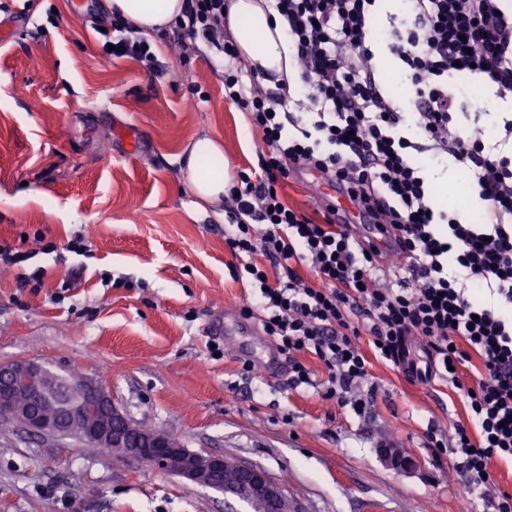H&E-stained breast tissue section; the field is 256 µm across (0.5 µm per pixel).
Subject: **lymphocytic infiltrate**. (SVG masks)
Masks as SVG:
<instances>
[{
	"mask_svg": "<svg viewBox=\"0 0 512 512\" xmlns=\"http://www.w3.org/2000/svg\"><path fill=\"white\" fill-rule=\"evenodd\" d=\"M185 2L175 49L212 46L228 57L224 97L268 147L258 171L239 172L224 196L225 243L246 255L242 269L260 292L243 315L262 311L292 385L310 383L300 357L314 355L327 374L325 398L358 414L373 404L356 393L370 377L360 338L397 366L408 338L422 341L428 376L447 381L468 411L451 439L429 431L435 459L460 455L471 489L491 486L492 461L512 459V156L487 147L484 129L459 126L469 98L458 76L471 70L499 95L512 93V0H400L379 31L377 0H269L294 49L302 94L295 101L286 83L271 91L234 73L241 58L224 27L227 0ZM112 29V57L160 70L133 23L117 16ZM380 42L410 79L396 97L382 88ZM418 138L423 162L411 154ZM447 157L476 184L481 225L435 208L426 169ZM303 171L346 196L357 223L318 224L286 205L277 186ZM386 243L401 272L394 288L378 284ZM303 266L314 282L300 276ZM471 285L494 304L473 302ZM474 357L480 366L464 381L459 370Z\"/></svg>",
	"mask_w": 512,
	"mask_h": 512,
	"instance_id": "lymphocytic-infiltrate-1",
	"label": "lymphocytic infiltrate"
}]
</instances>
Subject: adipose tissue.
Listing matches in <instances>:
<instances>
[{"label":"adipose tissue","mask_w":512,"mask_h":512,"mask_svg":"<svg viewBox=\"0 0 512 512\" xmlns=\"http://www.w3.org/2000/svg\"><path fill=\"white\" fill-rule=\"evenodd\" d=\"M110 6L132 21L142 35L152 37L181 18L185 2L110 0ZM226 27L242 61L265 73L264 87H272L274 78L281 75L289 84L297 83L285 27L266 0H231ZM182 173L197 198L209 204L221 203L233 182L222 142L209 135L195 139L184 158Z\"/></svg>","instance_id":"1"}]
</instances>
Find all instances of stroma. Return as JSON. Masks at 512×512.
Masks as SVG:
<instances>
[{
  "label": "stroma",
  "mask_w": 512,
  "mask_h": 512,
  "mask_svg": "<svg viewBox=\"0 0 512 512\" xmlns=\"http://www.w3.org/2000/svg\"><path fill=\"white\" fill-rule=\"evenodd\" d=\"M28 22L0 44V247L31 252L0 268V363L34 358L102 381L136 423L202 454L265 468L287 483L294 512H494L512 493V460L494 461L495 484L467 498L457 457L436 465L428 428L447 431L466 412L448 384L407 379L372 360L374 402L358 415L311 384L293 386L288 362L269 356L258 318L212 330L225 308L252 299L224 243L223 205L202 204L180 158L194 137L224 144L232 171H253L266 146L224 98L221 53L207 48L165 70L112 58L105 36L81 24L70 0H13L0 24ZM46 25L37 34L36 24ZM468 113L512 115L496 86L462 74ZM142 137L129 155L124 129ZM435 196L464 221H482L477 190L454 170ZM42 288L26 285L34 272ZM219 343L222 352L210 351ZM273 358L260 377L244 360ZM415 460L385 462L380 448ZM222 492L118 460L68 439L0 425V512H234Z\"/></svg>",
  "instance_id": "35a3bbf8"
}]
</instances>
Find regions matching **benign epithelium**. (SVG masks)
<instances>
[{
    "label": "benign epithelium",
    "instance_id": "1",
    "mask_svg": "<svg viewBox=\"0 0 512 512\" xmlns=\"http://www.w3.org/2000/svg\"><path fill=\"white\" fill-rule=\"evenodd\" d=\"M53 384L51 370L38 360L0 364V413L9 414L13 400L23 391L42 402L49 400ZM73 390L84 404L82 411L77 412L62 403L57 404L51 416L29 411L25 430L35 435L65 437L78 414L97 412V424L80 434L84 444L94 446L108 442L116 456L132 460L140 459L142 451L151 449L163 473L204 487L215 488L216 480L222 476L241 490L261 495L272 503L288 496V490L279 481L254 465L232 461L224 455L204 456L162 431L141 434L129 430L127 416L116 406L107 388L95 379L82 378L73 384Z\"/></svg>",
    "mask_w": 512,
    "mask_h": 512
}]
</instances>
